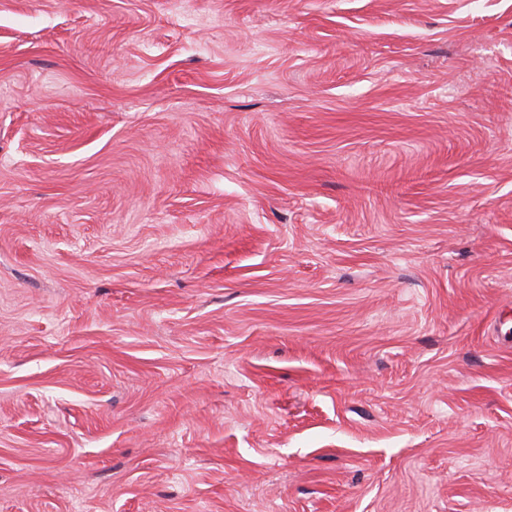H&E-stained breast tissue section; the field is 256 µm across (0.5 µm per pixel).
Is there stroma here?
Listing matches in <instances>:
<instances>
[{"label":"stroma","mask_w":512,"mask_h":512,"mask_svg":"<svg viewBox=\"0 0 512 512\" xmlns=\"http://www.w3.org/2000/svg\"><path fill=\"white\" fill-rule=\"evenodd\" d=\"M0 512H512V0H0Z\"/></svg>","instance_id":"stroma-1"}]
</instances>
